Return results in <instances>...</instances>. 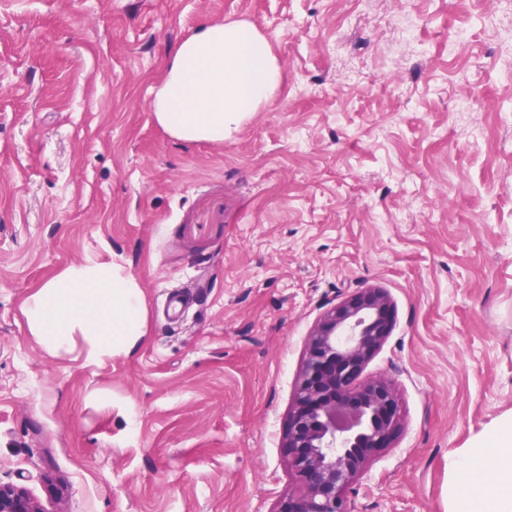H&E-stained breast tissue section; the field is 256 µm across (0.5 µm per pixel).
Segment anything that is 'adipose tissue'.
Returning a JSON list of instances; mask_svg holds the SVG:
<instances>
[{"mask_svg":"<svg viewBox=\"0 0 512 512\" xmlns=\"http://www.w3.org/2000/svg\"><path fill=\"white\" fill-rule=\"evenodd\" d=\"M280 82L271 46L253 25L207 22L176 46L147 107L177 139L221 142L270 101ZM23 313L49 354L70 351L80 337L91 363L131 354L146 334L141 288L109 262L67 266L26 299ZM448 512H512V413L449 455Z\"/></svg>","mask_w":512,"mask_h":512,"instance_id":"obj_1","label":"adipose tissue"}]
</instances>
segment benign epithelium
Wrapping results in <instances>:
<instances>
[{
  "label": "benign epithelium",
  "instance_id": "obj_1",
  "mask_svg": "<svg viewBox=\"0 0 512 512\" xmlns=\"http://www.w3.org/2000/svg\"><path fill=\"white\" fill-rule=\"evenodd\" d=\"M393 320L389 294L367 287L343 297L315 324L283 444L296 489L283 494L277 512H354L347 489L400 426L394 385L359 381ZM0 512L45 510L25 488L0 483Z\"/></svg>",
  "mask_w": 512,
  "mask_h": 512
}]
</instances>
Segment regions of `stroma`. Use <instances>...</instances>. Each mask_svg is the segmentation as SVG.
Segmentation results:
<instances>
[{
  "label": "stroma",
  "instance_id": "1",
  "mask_svg": "<svg viewBox=\"0 0 512 512\" xmlns=\"http://www.w3.org/2000/svg\"><path fill=\"white\" fill-rule=\"evenodd\" d=\"M205 21L255 26L283 81L186 142L143 103ZM85 261L142 288L133 354L30 335L25 300ZM368 285L395 318L361 377L401 426L349 497L448 512L449 454L512 412V0H0V482L47 512H276L309 334Z\"/></svg>",
  "mask_w": 512,
  "mask_h": 512
}]
</instances>
